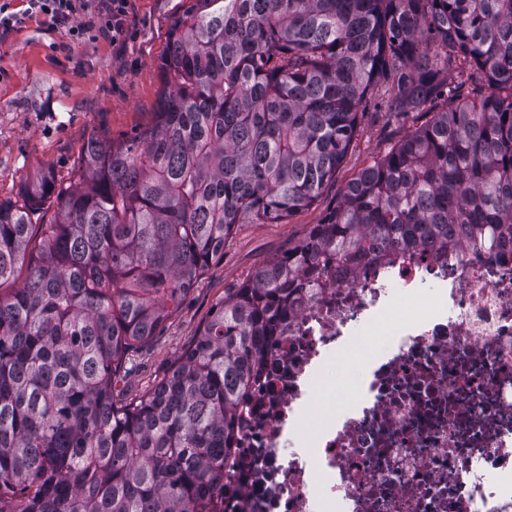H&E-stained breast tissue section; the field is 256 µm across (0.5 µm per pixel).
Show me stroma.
Returning <instances> with one entry per match:
<instances>
[{
  "mask_svg": "<svg viewBox=\"0 0 512 512\" xmlns=\"http://www.w3.org/2000/svg\"><path fill=\"white\" fill-rule=\"evenodd\" d=\"M189 0H128L121 32H98L96 10L78 16L86 33L42 18L0 34V200H16L42 173L62 187L78 183L81 147L96 133L121 138L150 125L161 92L158 61L175 19ZM369 112L335 176L309 207L279 224L236 225L224 253L210 264L152 338L135 354L134 369L118 379L116 393L134 394L160 380L194 342L216 304L241 287L254 270L302 242L341 201L347 183L409 132L440 111L390 116L382 96Z\"/></svg>",
  "mask_w": 512,
  "mask_h": 512,
  "instance_id": "stroma-1",
  "label": "stroma"
}]
</instances>
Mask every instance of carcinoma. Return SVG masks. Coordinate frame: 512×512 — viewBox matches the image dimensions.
<instances>
[{
	"label": "carcinoma",
	"mask_w": 512,
	"mask_h": 512,
	"mask_svg": "<svg viewBox=\"0 0 512 512\" xmlns=\"http://www.w3.org/2000/svg\"><path fill=\"white\" fill-rule=\"evenodd\" d=\"M457 60L486 94L364 168L164 378L114 395L236 225L319 197L375 89L416 112ZM159 69L152 125L90 136L77 186L0 202V286L26 268L0 294V512H217L265 341L332 269L512 239V0H192Z\"/></svg>",
	"instance_id": "1"
}]
</instances>
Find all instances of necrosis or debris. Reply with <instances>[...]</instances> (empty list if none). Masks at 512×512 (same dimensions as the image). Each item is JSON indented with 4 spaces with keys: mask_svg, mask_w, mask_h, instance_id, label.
Segmentation results:
<instances>
[{
    "mask_svg": "<svg viewBox=\"0 0 512 512\" xmlns=\"http://www.w3.org/2000/svg\"><path fill=\"white\" fill-rule=\"evenodd\" d=\"M326 280L265 343L224 512H512V244ZM353 356L365 383L324 388Z\"/></svg>",
    "mask_w": 512,
    "mask_h": 512,
    "instance_id": "obj_1",
    "label": "necrosis or debris"
}]
</instances>
